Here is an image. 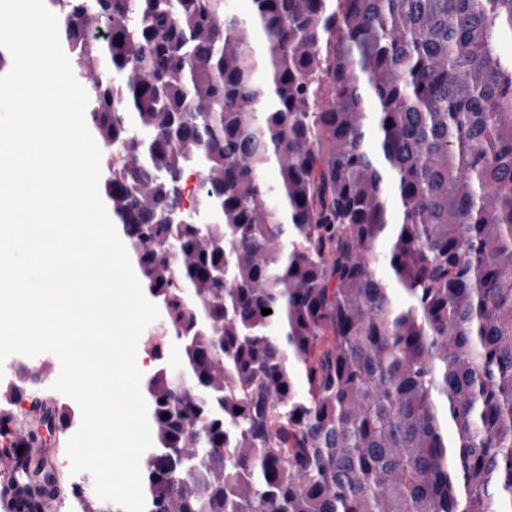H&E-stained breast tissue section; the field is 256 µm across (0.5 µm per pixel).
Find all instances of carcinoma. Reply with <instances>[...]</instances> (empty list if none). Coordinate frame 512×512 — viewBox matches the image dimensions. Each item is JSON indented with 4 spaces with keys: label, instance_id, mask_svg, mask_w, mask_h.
<instances>
[{
    "label": "carcinoma",
    "instance_id": "1",
    "mask_svg": "<svg viewBox=\"0 0 512 512\" xmlns=\"http://www.w3.org/2000/svg\"><path fill=\"white\" fill-rule=\"evenodd\" d=\"M48 2L161 311L144 512H512V0Z\"/></svg>",
    "mask_w": 512,
    "mask_h": 512
}]
</instances>
